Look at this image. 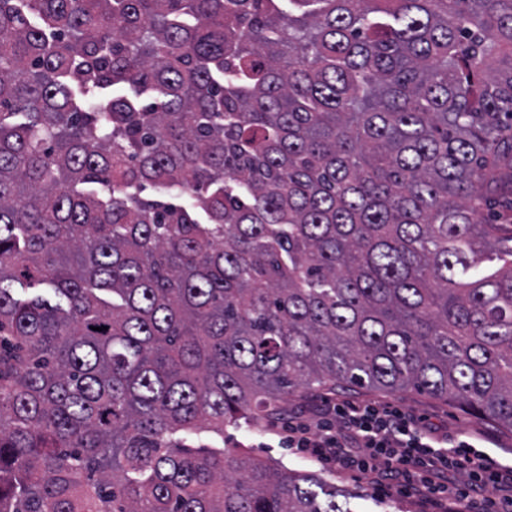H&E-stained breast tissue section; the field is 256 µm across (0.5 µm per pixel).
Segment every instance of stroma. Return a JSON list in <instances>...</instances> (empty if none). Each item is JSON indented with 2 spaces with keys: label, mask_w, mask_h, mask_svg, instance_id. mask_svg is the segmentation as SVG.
<instances>
[{
  "label": "stroma",
  "mask_w": 512,
  "mask_h": 512,
  "mask_svg": "<svg viewBox=\"0 0 512 512\" xmlns=\"http://www.w3.org/2000/svg\"><path fill=\"white\" fill-rule=\"evenodd\" d=\"M338 399V394L325 391L307 397H293L283 416L228 425L223 435L203 433L191 439L190 444L194 447L236 448L272 466L316 475L326 488L340 491L341 501L347 503L351 512H426L421 500L387 494L378 489L374 480L338 469L324 461L303 458L295 449L289 448L286 440L289 421L298 416L307 422H317L324 416L328 404ZM348 399L355 403L380 399L399 405L423 416L428 426L439 433L454 438L465 434L485 439L487 451L494 459L501 462L512 459L511 431L499 428L457 406L416 392L403 391L380 397L372 392L352 393Z\"/></svg>",
  "instance_id": "obj_1"
}]
</instances>
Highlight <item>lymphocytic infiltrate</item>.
<instances>
[{
	"label": "lymphocytic infiltrate",
	"mask_w": 512,
	"mask_h": 512,
	"mask_svg": "<svg viewBox=\"0 0 512 512\" xmlns=\"http://www.w3.org/2000/svg\"><path fill=\"white\" fill-rule=\"evenodd\" d=\"M332 422L311 432L288 428V445L339 469L368 476L384 470L400 492L423 499L428 512H512V465L495 463L464 439H441L416 414L376 403L339 402L329 408ZM466 482L448 484L445 473Z\"/></svg>",
	"instance_id": "obj_1"
}]
</instances>
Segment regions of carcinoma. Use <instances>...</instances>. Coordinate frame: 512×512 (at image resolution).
Wrapping results in <instances>:
<instances>
[{
  "label": "carcinoma",
  "instance_id": "obj_1",
  "mask_svg": "<svg viewBox=\"0 0 512 512\" xmlns=\"http://www.w3.org/2000/svg\"><path fill=\"white\" fill-rule=\"evenodd\" d=\"M510 130L512 0H0V512H350L186 446L294 392L512 430Z\"/></svg>",
  "mask_w": 512,
  "mask_h": 512
}]
</instances>
